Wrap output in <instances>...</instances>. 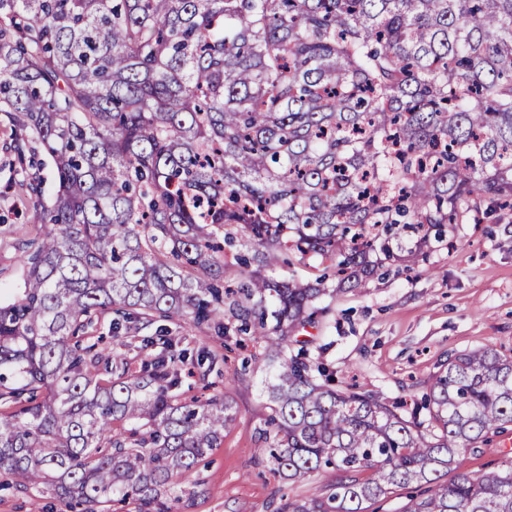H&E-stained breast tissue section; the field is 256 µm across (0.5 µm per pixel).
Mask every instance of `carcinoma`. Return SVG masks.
I'll list each match as a JSON object with an SVG mask.
<instances>
[{"mask_svg":"<svg viewBox=\"0 0 512 512\" xmlns=\"http://www.w3.org/2000/svg\"><path fill=\"white\" fill-rule=\"evenodd\" d=\"M0 112L55 171L0 303L6 485L172 512L233 421L222 392L181 398L167 324L189 320L264 344L257 459L328 490L272 512H370L412 483L403 512H512L511 461L441 481L512 425L511 355L448 358L408 419L288 353L320 296L411 266L481 200L512 217V0H0ZM107 316L160 352L132 368L93 335Z\"/></svg>","mask_w":512,"mask_h":512,"instance_id":"obj_1","label":"carcinoma"}]
</instances>
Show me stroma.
<instances>
[{
  "label": "stroma",
  "instance_id": "obj_1",
  "mask_svg": "<svg viewBox=\"0 0 512 512\" xmlns=\"http://www.w3.org/2000/svg\"><path fill=\"white\" fill-rule=\"evenodd\" d=\"M25 131L0 114V297L10 298L26 272L21 245L39 237L35 199L22 187L24 175L38 177L45 192L54 189L49 158L37 153L36 164L21 172L12 150ZM480 224H452L448 246L433 244L409 274L382 268L364 287L316 301L304 330L288 342L289 350L306 346L313 358L335 373L336 385H354L387 401H403L404 415L415 412L453 353L482 348L512 349V223L484 212ZM170 334L224 355L208 378L182 368L186 396L228 392L236 419L213 449L178 482L173 512H269L275 490L298 498L325 495L316 476L288 481L269 465L257 463V430L268 413L263 383L267 368L259 344L226 345L224 337L191 323L174 324ZM241 378L225 384L233 372ZM512 460V425L478 447L460 451L453 474L476 476ZM0 512H69L54 492L23 495L0 489Z\"/></svg>",
  "mask_w": 512,
  "mask_h": 512
}]
</instances>
